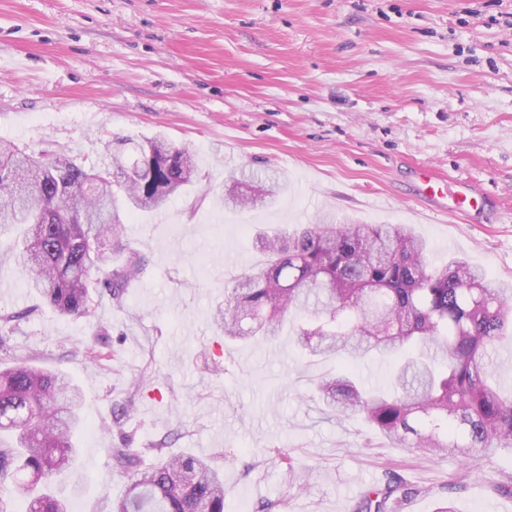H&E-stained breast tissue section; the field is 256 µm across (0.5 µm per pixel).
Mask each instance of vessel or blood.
<instances>
[{"label": "vessel or blood", "instance_id": "1", "mask_svg": "<svg viewBox=\"0 0 512 512\" xmlns=\"http://www.w3.org/2000/svg\"><path fill=\"white\" fill-rule=\"evenodd\" d=\"M413 192L417 199L431 210L454 215L469 216L476 209H487L495 200L480 185L471 181H457L455 185H442L436 175L428 170L416 172Z\"/></svg>", "mask_w": 512, "mask_h": 512}]
</instances>
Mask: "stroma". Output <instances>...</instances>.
Returning <instances> with one entry per match:
<instances>
[{"label": "stroma", "mask_w": 512, "mask_h": 512, "mask_svg": "<svg viewBox=\"0 0 512 512\" xmlns=\"http://www.w3.org/2000/svg\"><path fill=\"white\" fill-rule=\"evenodd\" d=\"M164 135L192 147L200 179L156 213L123 215L147 263L122 302L59 315L0 265V313H24L0 367L26 362L82 391L78 457L52 487L101 512L145 462L203 457L224 473V512H354L395 471L401 512L511 504L512 453L468 475L458 459L393 447L323 409L320 376L386 381L390 360L304 355L291 331L228 343L213 316L230 278L257 271V232L301 224H406L433 263L459 256L512 281V0H0V138L93 165L109 140ZM481 184L486 218L428 210L414 168ZM251 172L278 177L273 206L225 205ZM130 415L112 420L115 404Z\"/></svg>", "instance_id": "stroma-1"}]
</instances>
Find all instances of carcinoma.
<instances>
[{"mask_svg":"<svg viewBox=\"0 0 512 512\" xmlns=\"http://www.w3.org/2000/svg\"><path fill=\"white\" fill-rule=\"evenodd\" d=\"M107 166L86 167L65 150L35 155L0 140V227L23 226L14 265L57 312L90 313V288L120 301L144 258L122 242L116 192L128 212H154L199 177L195 154L162 136L105 145ZM231 194L251 208L272 201ZM126 254L112 265L105 252ZM266 257L257 272L232 277L215 322L224 336L272 340L291 311L304 315L296 340L312 357L372 352L398 361L383 389L351 374L323 376L318 391L339 418L360 417L395 447L430 457L477 461L512 449V397L493 384L490 357L512 338V282L492 281L459 257L434 265L425 240L404 224H305L257 239ZM80 390L62 372L25 363L0 370V512L9 500L25 512H68L50 485L72 466L71 430L80 423ZM135 469L133 482L105 512H224L223 473L201 458H159L141 468L131 448L112 449ZM408 497L392 477L368 491L357 512H398Z\"/></svg>","mask_w":512,"mask_h":512,"instance_id":"cac0c4a2","label":"carcinoma"}]
</instances>
